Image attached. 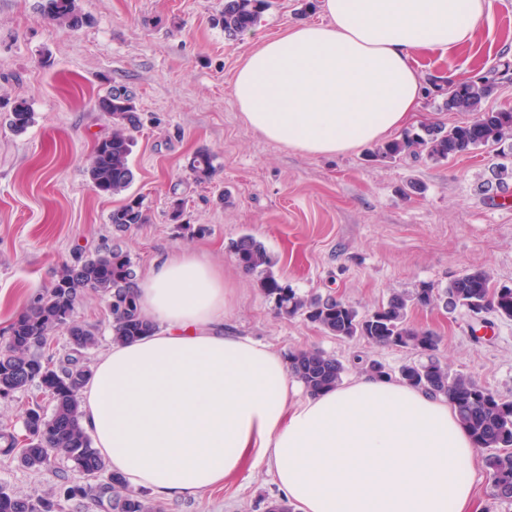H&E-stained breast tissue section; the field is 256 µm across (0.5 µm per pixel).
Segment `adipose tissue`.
<instances>
[{
    "instance_id": "adipose-tissue-1",
    "label": "adipose tissue",
    "mask_w": 512,
    "mask_h": 512,
    "mask_svg": "<svg viewBox=\"0 0 512 512\" xmlns=\"http://www.w3.org/2000/svg\"><path fill=\"white\" fill-rule=\"evenodd\" d=\"M492 0H323V24L260 41L232 94L246 125L336 156L407 125L422 51L471 43ZM156 329L102 353L81 424L114 473L154 498H196L273 472L297 512H469L482 457L444 397L361 374L298 394L284 358L225 324L221 267L192 252L137 280Z\"/></svg>"
}]
</instances>
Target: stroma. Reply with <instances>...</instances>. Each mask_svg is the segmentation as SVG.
<instances>
[{"label":"stroma","instance_id":"35a3bbf8","mask_svg":"<svg viewBox=\"0 0 512 512\" xmlns=\"http://www.w3.org/2000/svg\"><path fill=\"white\" fill-rule=\"evenodd\" d=\"M87 18L78 30L44 20V0H0V346L9 325L50 288L62 267L117 244L138 277L154 261L190 250L224 268L230 321L244 336L280 354L318 349L342 360L375 359L390 372L414 351L341 340L303 318L278 316L255 276L244 274L232 241L249 233L275 261L283 284L304 295L335 294L366 313L395 292L446 286L483 268L512 285V177L505 191L481 185L497 163L489 146L433 164L368 161L364 150L333 157L298 153L247 127L232 96L235 75L260 36L324 22L302 14V0H274L252 35L229 40L213 18L224 0H77ZM512 60V0H493L474 44L418 55L422 76L464 80ZM122 84L137 96L143 126L130 157L149 209L145 224L120 231L110 222L124 195L95 191L85 173L94 144L112 125L94 108ZM26 100L32 122L9 126L8 106ZM223 164L212 183L185 168L197 148ZM423 185L407 194L409 181ZM128 193V194H129ZM226 202H219V195ZM186 200L185 225L168 219L173 196ZM78 320L95 325L97 360L111 344L112 317L88 296ZM412 322L436 333L450 372L479 380L512 399V321L440 307H418ZM55 473H33L0 455V486L32 497L55 490ZM279 492L270 472L246 471L197 498L155 501L156 512H266Z\"/></svg>","mask_w":512,"mask_h":512}]
</instances>
